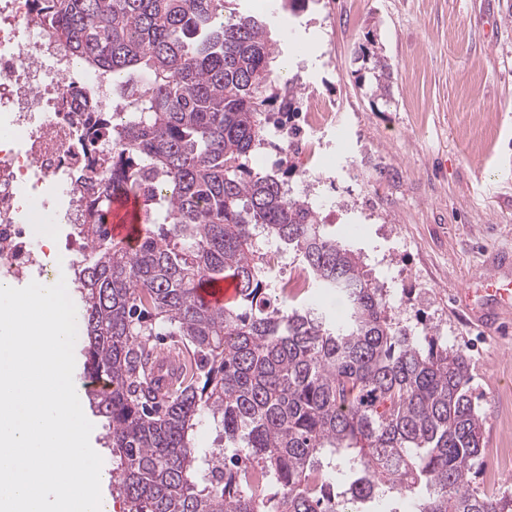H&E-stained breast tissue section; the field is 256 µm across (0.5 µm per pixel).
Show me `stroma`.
Here are the masks:
<instances>
[{"label":"stroma","instance_id":"obj_1","mask_svg":"<svg viewBox=\"0 0 512 512\" xmlns=\"http://www.w3.org/2000/svg\"><path fill=\"white\" fill-rule=\"evenodd\" d=\"M272 21L281 79L304 71L334 99L311 166L288 181L332 182L342 204L328 233L361 250L399 326L461 349L487 452L474 486L512 494V322L487 336L467 306L492 304L491 277L512 280V0H234ZM369 56H361L360 46ZM391 98L375 95L376 59ZM470 292L467 302L458 290Z\"/></svg>","mask_w":512,"mask_h":512}]
</instances>
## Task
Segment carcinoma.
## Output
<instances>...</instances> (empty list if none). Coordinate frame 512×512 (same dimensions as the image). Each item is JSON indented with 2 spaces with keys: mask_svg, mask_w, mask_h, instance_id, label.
Masks as SVG:
<instances>
[{
  "mask_svg": "<svg viewBox=\"0 0 512 512\" xmlns=\"http://www.w3.org/2000/svg\"><path fill=\"white\" fill-rule=\"evenodd\" d=\"M34 2L66 55L123 98L88 135L112 152L81 185L100 229L75 291L86 373L105 382L89 401L108 421L125 512H335L333 490L351 508L402 492L414 512H512V495L471 485L484 423L468 356L398 326L360 254L279 172L248 165L266 113L296 111L297 85L272 79L269 22L231 0ZM389 78L377 61L376 96H390ZM130 198L141 212L133 249L106 228L113 203ZM271 241L292 248L309 287L336 295L338 313L277 297ZM225 276L236 298L202 302L198 288ZM160 336L184 356L163 398L149 379ZM205 419L224 448L196 446Z\"/></svg>",
  "mask_w": 512,
  "mask_h": 512,
  "instance_id": "obj_1",
  "label": "carcinoma"
}]
</instances>
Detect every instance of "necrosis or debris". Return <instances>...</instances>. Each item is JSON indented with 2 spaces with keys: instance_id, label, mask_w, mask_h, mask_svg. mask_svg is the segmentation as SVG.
<instances>
[{
  "instance_id": "necrosis-or-debris-1",
  "label": "necrosis or debris",
  "mask_w": 512,
  "mask_h": 512,
  "mask_svg": "<svg viewBox=\"0 0 512 512\" xmlns=\"http://www.w3.org/2000/svg\"><path fill=\"white\" fill-rule=\"evenodd\" d=\"M112 107V84L73 64L35 22L26 0H0V282L50 278L53 264L34 224L70 225L85 257L88 227L71 197L91 174L85 134L96 115L84 100Z\"/></svg>"
}]
</instances>
